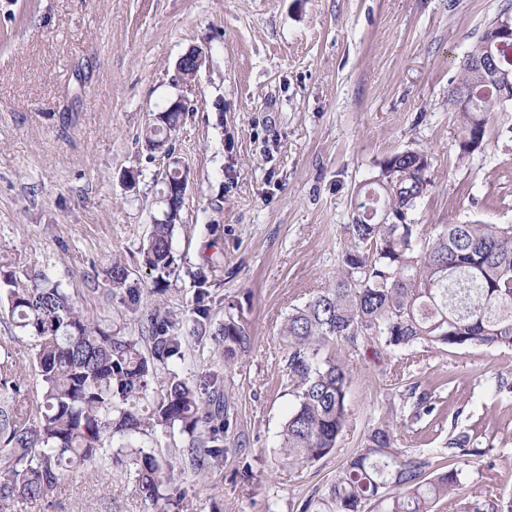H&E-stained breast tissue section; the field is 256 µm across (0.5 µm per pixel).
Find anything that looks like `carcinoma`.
I'll use <instances>...</instances> for the list:
<instances>
[{
	"label": "carcinoma",
	"instance_id": "cac0c4a2",
	"mask_svg": "<svg viewBox=\"0 0 512 512\" xmlns=\"http://www.w3.org/2000/svg\"><path fill=\"white\" fill-rule=\"evenodd\" d=\"M489 56L512 73V44L499 47L484 31L463 57L456 83L469 94L466 106L456 109L463 155L485 146L487 126L505 107L493 79L479 67ZM187 111L185 106L152 118L145 144L172 152V133ZM429 168L430 157L421 150L383 163L364 186L367 201L346 225L348 241L336 275L288 314L282 333L297 403L282 428L278 454L291 467L331 454L344 430L351 369L342 351L370 340L394 348L512 347V224H446L435 238L416 244V225L408 216L429 191ZM178 223L155 219L143 250L144 265L157 272V289L176 270L172 236ZM106 276L112 287L126 290L141 335L112 332L61 282L0 264V302H7L19 329L14 340L25 336L33 342L42 389L41 399L31 402L18 376L17 353L3 346L0 512L53 494L71 463L125 470L153 512H168L182 472L135 444L159 428L181 425L196 473L224 455V437L233 426L224 376L212 371L196 385L162 381L163 370L185 358L179 319L142 313L141 290L128 285L121 263L111 264ZM208 297L202 288L195 299L193 333L199 336L207 332ZM212 336L226 368L252 346L247 327L232 316ZM419 387L409 384L403 401L413 422L436 409L435 397ZM151 393L156 398L143 413L139 402ZM482 455L470 436L458 434L448 439V459L439 466L398 447L391 425L380 423L335 477L304 501L301 512H436L448 499L456 501L457 512H499L492 485L467 502L461 499L459 464Z\"/></svg>",
	"mask_w": 512,
	"mask_h": 512
}]
</instances>
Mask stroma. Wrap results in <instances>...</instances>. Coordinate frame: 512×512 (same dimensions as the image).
Masks as SVG:
<instances>
[{"instance_id": "obj_1", "label": "stroma", "mask_w": 512, "mask_h": 512, "mask_svg": "<svg viewBox=\"0 0 512 512\" xmlns=\"http://www.w3.org/2000/svg\"><path fill=\"white\" fill-rule=\"evenodd\" d=\"M512 0H0V264L78 292L113 331L140 324L104 271L125 265L144 310L193 317L206 273L212 326L234 316L251 352L233 369L211 338L188 337L170 368L195 382L223 370L235 426L222 459L186 473L171 512H298L368 429L390 417L407 385L436 398L434 414L399 421V447L432 459L468 433L486 475L512 501V348L351 350L349 419L333 453L297 470L273 450L296 403L281 328L334 275L360 189L406 150L431 157L429 192L412 212L418 241L470 220L512 224V104L484 150L461 155L448 90L487 25ZM206 59L191 82L188 48ZM184 97L173 136L189 185L172 240L177 269L163 293L142 261L165 164L147 150L151 113ZM175 468L180 428L140 440ZM251 475H244V468ZM19 512H151L132 477L68 468L57 492Z\"/></svg>"}]
</instances>
